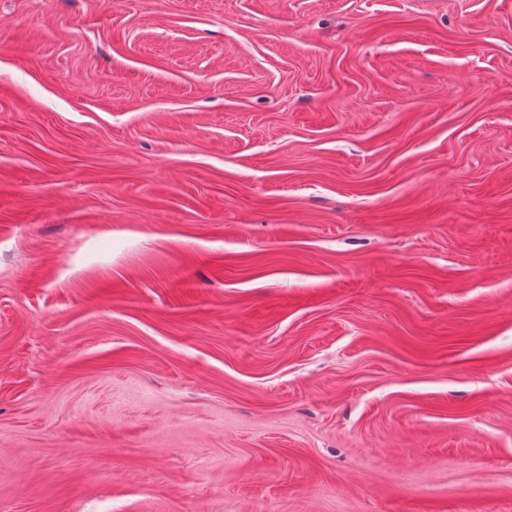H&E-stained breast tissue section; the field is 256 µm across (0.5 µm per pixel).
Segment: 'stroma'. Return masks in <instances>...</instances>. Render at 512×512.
Segmentation results:
<instances>
[{"label": "stroma", "mask_w": 512, "mask_h": 512, "mask_svg": "<svg viewBox=\"0 0 512 512\" xmlns=\"http://www.w3.org/2000/svg\"><path fill=\"white\" fill-rule=\"evenodd\" d=\"M0 512H512V0H0Z\"/></svg>", "instance_id": "35a3bbf8"}]
</instances>
